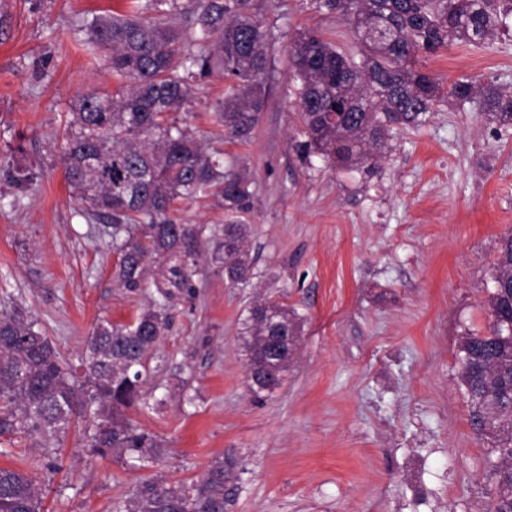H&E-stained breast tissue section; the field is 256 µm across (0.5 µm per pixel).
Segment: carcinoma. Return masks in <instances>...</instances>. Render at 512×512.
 <instances>
[{
  "instance_id": "obj_1",
  "label": "carcinoma",
  "mask_w": 512,
  "mask_h": 512,
  "mask_svg": "<svg viewBox=\"0 0 512 512\" xmlns=\"http://www.w3.org/2000/svg\"><path fill=\"white\" fill-rule=\"evenodd\" d=\"M131 15L102 14L88 25L91 41L108 51L112 72L126 80L116 92H84L72 104L61 150L68 185L83 214L112 225L118 260L113 279L129 292L153 285L165 298L190 290L202 255V231L178 217L179 204L211 197L224 210V236L212 258L231 285L252 277L247 248L252 208L249 182L224 165L219 151L179 124L194 79L219 72L227 94L214 111L224 139H252L267 108L271 34L253 0H135ZM337 14L358 44L356 55L314 29L296 34L291 77L307 137L301 153H317L339 168L370 174L393 130L418 128L442 100L464 105L482 98L501 125H512V90L458 80L443 90L423 72L419 54L457 42L481 45L512 19V0H311ZM497 287L486 304L491 327L468 331L457 349L459 381L478 435L497 454L493 510L512 512V235L501 237ZM170 317L149 307L128 324H99L88 337L83 373L75 375L48 337L20 312L0 316V435L22 429L45 438L75 420L91 453L146 463L163 445L132 425L123 410L141 401L147 365ZM303 319L295 309L258 297L240 330L250 392L265 398L281 382ZM224 462L190 485L145 482L122 512H224ZM31 475L0 467V512H41Z\"/></svg>"
}]
</instances>
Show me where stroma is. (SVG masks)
Segmentation results:
<instances>
[{"label": "stroma", "mask_w": 512, "mask_h": 512, "mask_svg": "<svg viewBox=\"0 0 512 512\" xmlns=\"http://www.w3.org/2000/svg\"><path fill=\"white\" fill-rule=\"evenodd\" d=\"M131 10V0H0V313L23 312L76 369L98 323L165 304L170 326L145 401L125 412L165 451L147 467L101 458L73 427L54 472L44 438L20 431L0 435V466L32 475L44 512H115L149 478L189 484L220 460L231 469L224 512H487L490 443L470 426L457 347L491 323L486 285L512 232V126L481 103H444L394 136L373 176L305 159L290 40L316 27L345 52L357 43L310 0H256L274 47L251 141L223 139L221 74L196 79L179 114L249 176L253 275L225 280L211 256L224 212L201 198L181 213L204 229L193 292H129L113 281L112 239L81 217L59 153L77 94L121 84L85 23ZM421 66L445 87L467 78L512 89V32L423 55ZM19 170L31 176L21 188ZM260 293L304 325L287 376L258 400L239 336Z\"/></svg>", "instance_id": "stroma-1"}]
</instances>
